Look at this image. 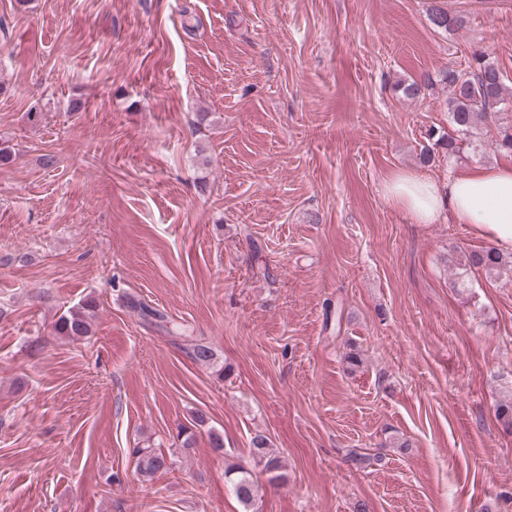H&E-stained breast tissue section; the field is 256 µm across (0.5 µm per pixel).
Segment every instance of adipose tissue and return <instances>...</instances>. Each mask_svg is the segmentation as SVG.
I'll return each instance as SVG.
<instances>
[{
    "mask_svg": "<svg viewBox=\"0 0 512 512\" xmlns=\"http://www.w3.org/2000/svg\"><path fill=\"white\" fill-rule=\"evenodd\" d=\"M386 198L417 224L449 216L474 225L494 246L512 249V164L476 168L447 182L418 173H397L384 184Z\"/></svg>",
    "mask_w": 512,
    "mask_h": 512,
    "instance_id": "adipose-tissue-1",
    "label": "adipose tissue"
}]
</instances>
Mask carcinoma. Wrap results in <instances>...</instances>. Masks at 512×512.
<instances>
[{
  "label": "carcinoma",
  "mask_w": 512,
  "mask_h": 512,
  "mask_svg": "<svg viewBox=\"0 0 512 512\" xmlns=\"http://www.w3.org/2000/svg\"><path fill=\"white\" fill-rule=\"evenodd\" d=\"M427 19L440 32L455 31L465 22L463 15L449 11L442 0L434 2ZM438 84L448 89V120L458 137L430 129L428 139L432 140V145L423 151L424 161L433 159L438 149L445 151L450 160H458L463 154L478 153V148L482 147L480 130L490 126L498 131L496 145L507 153L512 152V125L504 121V114L512 111V95L506 92L503 72L487 53L476 50L462 70L447 67L434 75L426 74L418 81L401 83L397 89L407 97H416L422 90ZM466 266L483 272L490 279H500L512 274V256L493 245L487 246L470 252L466 256ZM131 307L150 326L169 335L177 333L178 326L158 310L136 301L131 302ZM96 308L92 299L71 308L59 318L57 333L74 341L90 335ZM189 355L202 365L214 359V351L206 343L190 344ZM250 452L267 472L277 473L283 468L280 458L269 450L268 438L263 434L251 439ZM134 453L138 457L139 472L144 476L152 477L166 466V456L154 448H136ZM224 477L240 503L247 509L251 508L259 493V485L253 474L233 463L225 468Z\"/></svg>",
  "instance_id": "obj_1"
}]
</instances>
